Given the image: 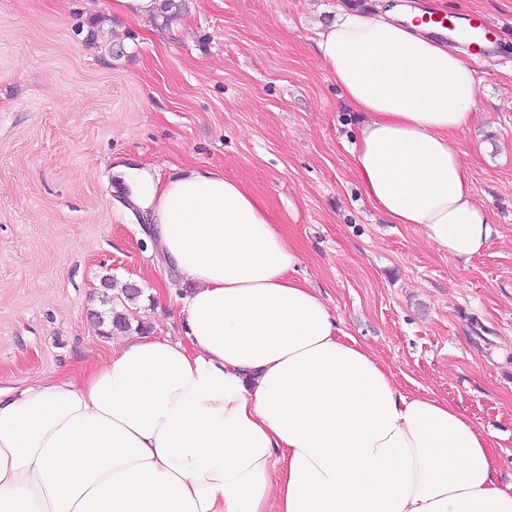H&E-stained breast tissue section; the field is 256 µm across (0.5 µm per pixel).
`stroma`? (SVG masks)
I'll list each match as a JSON object with an SVG mask.
<instances>
[{"instance_id": "obj_1", "label": "stroma", "mask_w": 512, "mask_h": 512, "mask_svg": "<svg viewBox=\"0 0 512 512\" xmlns=\"http://www.w3.org/2000/svg\"><path fill=\"white\" fill-rule=\"evenodd\" d=\"M377 0H186L169 23L112 0H0V386L77 374L110 346L103 280L136 285L134 319L182 338L176 284L115 168L195 165L262 199L300 252L292 278L407 393L465 411L512 485V0H447L502 41L455 136L497 233L461 262L364 195L359 114L315 49L319 24Z\"/></svg>"}]
</instances>
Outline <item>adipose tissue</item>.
Masks as SVG:
<instances>
[{"instance_id":"1","label":"adipose tissue","mask_w":512,"mask_h":512,"mask_svg":"<svg viewBox=\"0 0 512 512\" xmlns=\"http://www.w3.org/2000/svg\"><path fill=\"white\" fill-rule=\"evenodd\" d=\"M419 15L346 9L315 46L361 114L367 198L466 263L493 234L454 145L479 87ZM123 173L194 285L185 336L115 337L79 377L0 388V512H512L491 434L347 339L263 201L215 169Z\"/></svg>"}]
</instances>
